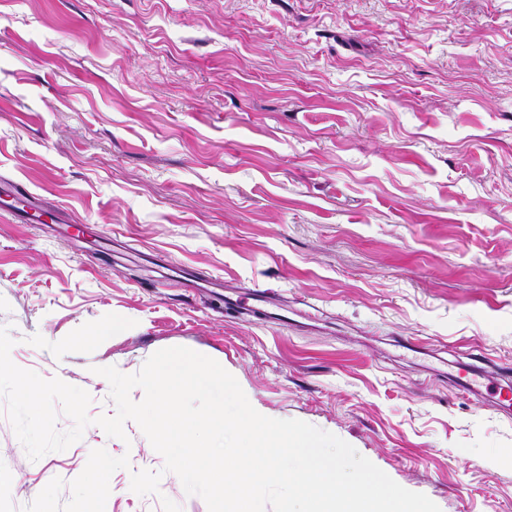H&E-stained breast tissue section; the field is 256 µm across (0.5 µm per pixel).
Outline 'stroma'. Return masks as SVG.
Segmentation results:
<instances>
[{
  "label": "stroma",
  "instance_id": "35a3bbf8",
  "mask_svg": "<svg viewBox=\"0 0 512 512\" xmlns=\"http://www.w3.org/2000/svg\"><path fill=\"white\" fill-rule=\"evenodd\" d=\"M16 185L43 216L0 205V327L90 417L97 368L183 346L441 512H512V405L448 383L512 368V0H0ZM214 278L298 313H225ZM4 408L0 512H208L135 422L34 462ZM484 364L486 365V367H478L477 372H473L466 369H464L463 372H459L458 376H456L455 379V384L458 387V389L473 394L476 393L478 390V379L489 374H494L496 372V365L494 363L484 361Z\"/></svg>",
  "mask_w": 512,
  "mask_h": 512
}]
</instances>
